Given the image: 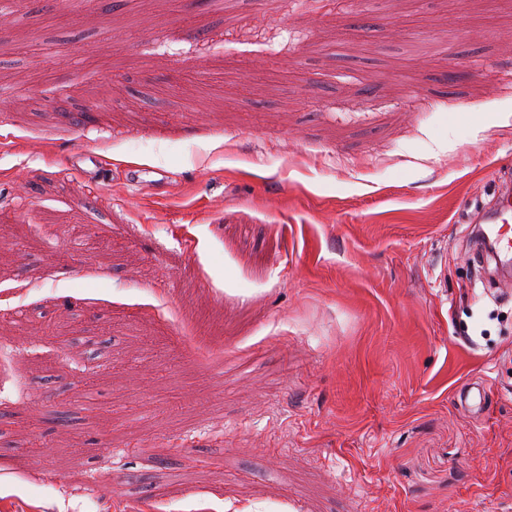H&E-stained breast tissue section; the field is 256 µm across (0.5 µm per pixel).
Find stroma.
<instances>
[{
  "label": "stroma",
  "instance_id": "stroma-1",
  "mask_svg": "<svg viewBox=\"0 0 512 512\" xmlns=\"http://www.w3.org/2000/svg\"><path fill=\"white\" fill-rule=\"evenodd\" d=\"M507 169L512 0H10L0 512H512ZM509 219L512 220L511 188L501 191L491 207L475 220L469 219V223L486 224L483 233L495 245L496 258L501 262L512 259V225Z\"/></svg>",
  "mask_w": 512,
  "mask_h": 512
}]
</instances>
